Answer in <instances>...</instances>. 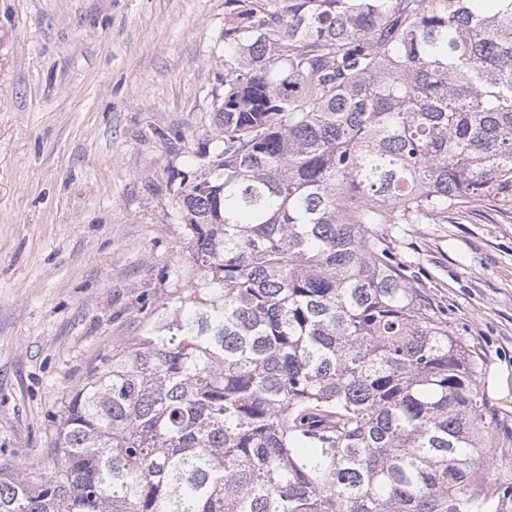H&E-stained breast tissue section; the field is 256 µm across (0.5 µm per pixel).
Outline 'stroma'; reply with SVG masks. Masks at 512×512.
<instances>
[{
	"label": "stroma",
	"mask_w": 512,
	"mask_h": 512,
	"mask_svg": "<svg viewBox=\"0 0 512 512\" xmlns=\"http://www.w3.org/2000/svg\"><path fill=\"white\" fill-rule=\"evenodd\" d=\"M232 0H0V463L47 469L66 395L139 335L183 247L172 197L215 134ZM480 360L512 449V211L389 228Z\"/></svg>",
	"instance_id": "1"
}]
</instances>
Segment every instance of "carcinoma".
<instances>
[{
    "label": "carcinoma",
    "mask_w": 512,
    "mask_h": 512,
    "mask_svg": "<svg viewBox=\"0 0 512 512\" xmlns=\"http://www.w3.org/2000/svg\"><path fill=\"white\" fill-rule=\"evenodd\" d=\"M141 334L0 512H512L478 367L389 224L512 209V0H249Z\"/></svg>",
    "instance_id": "carcinoma-1"
}]
</instances>
